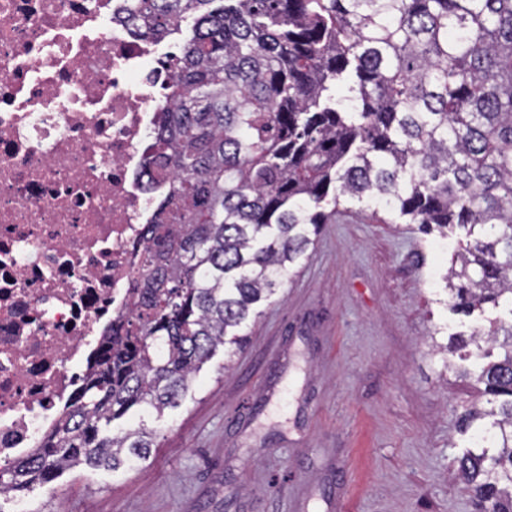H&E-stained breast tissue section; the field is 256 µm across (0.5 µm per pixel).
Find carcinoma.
Masks as SVG:
<instances>
[{"label":"carcinoma","instance_id":"carcinoma-1","mask_svg":"<svg viewBox=\"0 0 512 512\" xmlns=\"http://www.w3.org/2000/svg\"><path fill=\"white\" fill-rule=\"evenodd\" d=\"M189 16L132 309L61 423L0 470V494L146 457L153 431L104 430L134 408L177 406L344 200L425 233L462 230L442 276L454 307L512 313V0H130L143 36ZM482 335L500 353L483 351L475 376L486 405L457 416L471 446L456 477L476 512H512V322L434 347L454 371L449 356Z\"/></svg>","mask_w":512,"mask_h":512}]
</instances>
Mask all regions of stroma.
<instances>
[{
    "label": "stroma",
    "mask_w": 512,
    "mask_h": 512,
    "mask_svg": "<svg viewBox=\"0 0 512 512\" xmlns=\"http://www.w3.org/2000/svg\"><path fill=\"white\" fill-rule=\"evenodd\" d=\"M465 243L344 204L241 348L217 351L178 407L114 422L155 431L146 458L65 471L0 512H474L452 471L479 361L445 372L431 343L512 314L452 311L440 275Z\"/></svg>",
    "instance_id": "1"
}]
</instances>
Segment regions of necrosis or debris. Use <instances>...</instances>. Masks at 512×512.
<instances>
[{
  "label": "necrosis or debris",
  "instance_id": "obj_1",
  "mask_svg": "<svg viewBox=\"0 0 512 512\" xmlns=\"http://www.w3.org/2000/svg\"><path fill=\"white\" fill-rule=\"evenodd\" d=\"M128 9L0 0L1 463L40 446L130 309L170 54Z\"/></svg>",
  "mask_w": 512,
  "mask_h": 512
}]
</instances>
